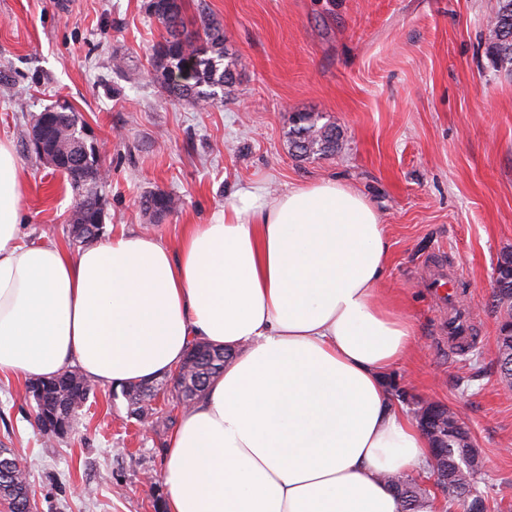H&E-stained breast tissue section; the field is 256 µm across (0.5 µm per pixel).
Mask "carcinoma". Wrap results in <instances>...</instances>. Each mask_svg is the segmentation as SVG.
I'll return each mask as SVG.
<instances>
[{
  "label": "carcinoma",
  "mask_w": 512,
  "mask_h": 512,
  "mask_svg": "<svg viewBox=\"0 0 512 512\" xmlns=\"http://www.w3.org/2000/svg\"><path fill=\"white\" fill-rule=\"evenodd\" d=\"M151 14L165 26L167 36L154 47L153 68L157 72L184 67L190 68L191 80L184 83L160 82L169 96L178 101L207 107L222 100L219 91L233 79L237 60L224 46V29L207 16L200 18L201 26L195 30L186 27L182 16L181 0L173 5L158 4ZM488 53L495 66L512 74V0H498L497 9L490 20ZM56 145L54 165L80 190L79 198L68 219L77 242L88 245L102 233L104 207L98 186L103 179L102 165L96 149L87 144L84 128L78 126L74 108L56 113L52 124ZM292 150L300 157L325 155L340 145V133L331 124H318V120L300 115L288 131ZM179 199L165 193L154 192L145 196L143 209L153 215H162L176 209ZM494 284L500 289L493 295L492 306L503 311V321L496 336L497 358L502 378L512 384V254L504 255L495 268ZM223 349L204 343H193L179 372L166 382V389L175 402L194 403L205 389L203 385L224 372L226 359ZM39 390L36 418L43 430L63 434L69 430L74 417L95 394V385L77 369L38 380ZM122 394L133 406L132 413L139 419L155 415L151 401L154 394L146 391V384H131L122 388ZM438 426L442 446L434 449L428 472L437 476V485L448 497V505L458 504L463 512H472L467 504L468 493L477 484L481 462L476 454L467 451L469 432L456 413L440 408ZM387 484L398 496L402 512H422L429 506L430 493L417 480L395 476ZM0 500L10 512H32L29 481L25 467L8 448H0Z\"/></svg>",
  "instance_id": "carcinoma-1"
}]
</instances>
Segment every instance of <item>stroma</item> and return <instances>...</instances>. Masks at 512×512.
<instances>
[{
	"instance_id": "obj_1",
	"label": "stroma",
	"mask_w": 512,
	"mask_h": 512,
	"mask_svg": "<svg viewBox=\"0 0 512 512\" xmlns=\"http://www.w3.org/2000/svg\"><path fill=\"white\" fill-rule=\"evenodd\" d=\"M0 0V140L23 169L25 240L77 251L66 222L75 193L27 153L19 132L46 107L71 105L108 180L105 229L148 230L175 245L237 190L273 194L335 179L363 193L386 228L382 287L400 300L417 346L388 375L413 402L460 413L484 463L480 491L512 506V388L497 366L501 319L492 274L512 253V75L486 53L497 0H183L207 14L238 60L222 103L172 100L154 80L166 30L146 0ZM123 58L124 72L113 68ZM341 131L333 155L288 148L296 113ZM163 191L180 208L145 214ZM461 281L476 342L449 354L421 282L431 261ZM27 378L0 376V448L23 459L33 512H154L172 423L131 418L120 389L98 387L71 431L43 435Z\"/></svg>"
}]
</instances>
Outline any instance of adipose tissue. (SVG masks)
I'll return each instance as SVG.
<instances>
[{
  "label": "adipose tissue",
  "instance_id": "adipose-tissue-1",
  "mask_svg": "<svg viewBox=\"0 0 512 512\" xmlns=\"http://www.w3.org/2000/svg\"><path fill=\"white\" fill-rule=\"evenodd\" d=\"M22 195L0 140V374L118 387L177 370L191 341L225 348L170 439L166 512H401L384 477L426 474L432 448L387 382L416 340L379 293L363 194L242 189L177 249L115 232L74 254L23 243Z\"/></svg>",
  "mask_w": 512,
  "mask_h": 512
}]
</instances>
